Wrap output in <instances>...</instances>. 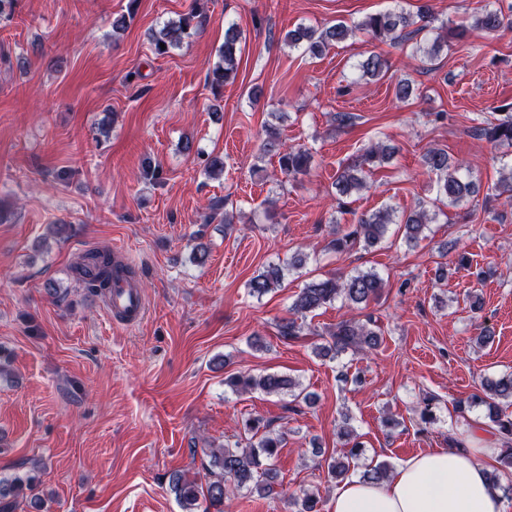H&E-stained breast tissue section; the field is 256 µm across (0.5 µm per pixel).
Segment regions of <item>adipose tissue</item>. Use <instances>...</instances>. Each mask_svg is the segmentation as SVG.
<instances>
[{
    "label": "adipose tissue",
    "instance_id": "adipose-tissue-1",
    "mask_svg": "<svg viewBox=\"0 0 512 512\" xmlns=\"http://www.w3.org/2000/svg\"><path fill=\"white\" fill-rule=\"evenodd\" d=\"M498 444L473 427L467 448H434L404 461L380 484L350 479L329 501V512H506L484 464Z\"/></svg>",
    "mask_w": 512,
    "mask_h": 512
}]
</instances>
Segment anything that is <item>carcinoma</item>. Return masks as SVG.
<instances>
[{"label":"carcinoma","instance_id":"cac0c4a2","mask_svg":"<svg viewBox=\"0 0 512 512\" xmlns=\"http://www.w3.org/2000/svg\"><path fill=\"white\" fill-rule=\"evenodd\" d=\"M435 19L431 9L424 5L419 13L413 15L398 8L366 16L352 27L335 24L324 29L298 26L285 34V40L293 47L316 56L332 43L346 39L357 31L370 34L377 40L408 37L428 27ZM199 14L192 10L184 15L177 24H166L152 35L154 52L158 55L168 53V49L182 44L183 36L188 30L198 27ZM512 27V18L504 15L502 9L484 11L472 24L461 23L450 30V37L463 41L468 38L471 29L478 28L494 33L504 27ZM241 31L234 25L224 30V47L220 50V61L207 71L206 81L215 92L224 84L233 82L237 76L238 59L241 52ZM362 72L371 78L383 75L386 60L376 52L370 53L361 63ZM503 112L497 122H486L478 127L480 136L493 143L507 142L512 145V104L496 107ZM262 152L275 153L281 172L288 178L307 173L310 167L311 153L302 147H290L279 151L277 133L270 131L262 144ZM394 148L380 142L355 156L336 173L334 185L339 204L354 193L366 187L365 174L375 163L387 162ZM423 165L437 177L438 200L450 205H458L479 192V185L472 180L462 179L449 172L451 166L448 152L439 148H430L423 155ZM436 218L424 207H419L400 219H393V210L383 208L361 217L352 224L334 233L330 248L337 253H344L357 243L364 242L367 247L380 243L388 225L399 223L404 230V239L409 244H416L426 237L425 231ZM112 253L107 249L91 250L83 254L76 263L75 274L78 283L94 292L105 291L112 285ZM284 279L283 268L270 264L253 277L248 283L249 294L260 298L279 287ZM382 279L372 271H356L347 276H332L312 280L306 283L296 294L292 303V316L281 319L277 324L279 336L292 340L300 336L304 328L306 315L326 305L342 299L356 307H365L381 293ZM381 333L372 319L364 322L345 319L327 332L324 342L316 348V354L333 359L348 352L369 353L380 345ZM225 384L235 392L260 390L266 394H288L304 401L312 399V394L299 388V383L285 374L267 373L259 376L231 375ZM512 406V373L494 380H488L481 389L457 403L460 411L478 407L482 409L484 419L495 429L502 440V452L499 467L490 473L491 481L506 497L512 498V483L501 482V472H512V415L505 408ZM243 432L247 445L235 448L221 447L210 452L211 479L201 486L179 473L171 476L169 491L174 496L181 512H224V501L236 491L245 490L260 497H270L275 493L277 473L272 468V461L283 447V438L269 429L260 418H248L243 422ZM341 435L346 438L348 450L326 460L327 471L334 479L348 476L351 464L361 453V443L352 427H344ZM391 477V468L386 463L368 466L363 479L379 483ZM25 480L15 477L0 480V512H15L19 491ZM294 512H321V498L313 491H305L293 501Z\"/></svg>","mask_w":512,"mask_h":512}]
</instances>
